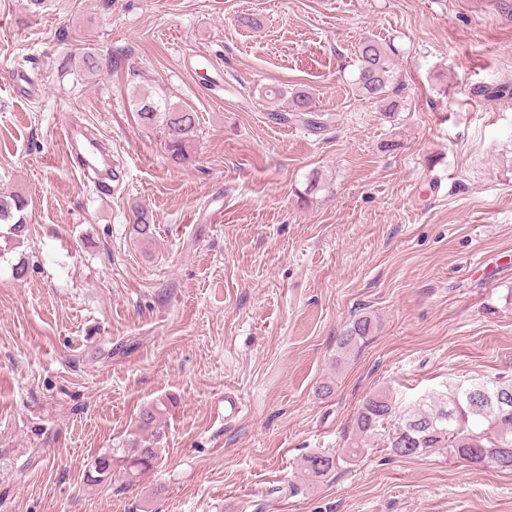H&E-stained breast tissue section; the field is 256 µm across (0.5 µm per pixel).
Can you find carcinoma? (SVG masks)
<instances>
[{
    "label": "carcinoma",
    "instance_id": "1",
    "mask_svg": "<svg viewBox=\"0 0 512 512\" xmlns=\"http://www.w3.org/2000/svg\"><path fill=\"white\" fill-rule=\"evenodd\" d=\"M358 74L354 90L377 102L390 99L393 75L389 53L378 40L366 37L357 49ZM312 99L306 92L291 96L290 112H277L273 119L288 121V115L311 110ZM137 116L148 127L160 126L166 135L170 159L181 163L188 159L196 137L198 116L189 109H163L160 102L148 96L137 100ZM26 202L19 194L0 196V224L10 225V235L22 237L26 232L24 210ZM132 234L140 244L154 238L152 216L143 209L132 214ZM375 329L368 315L353 319L339 341V348L349 349L372 335ZM166 410L162 402L143 407L138 431L151 433L150 438L133 437L125 448L109 450L95 459L92 483L112 478L118 466L128 483L138 481L155 468L162 459L158 448L162 432L161 417ZM394 422V433L388 437V448L400 458H414L433 448H446L451 457L475 467L490 466L500 471H512V381H448L445 391L421 399L414 406L398 410L393 397L384 391L368 396L354 419L355 438L340 452H314L304 458L303 469L314 478L334 473L340 462L363 454L368 442L377 436L384 424Z\"/></svg>",
    "mask_w": 512,
    "mask_h": 512
}]
</instances>
